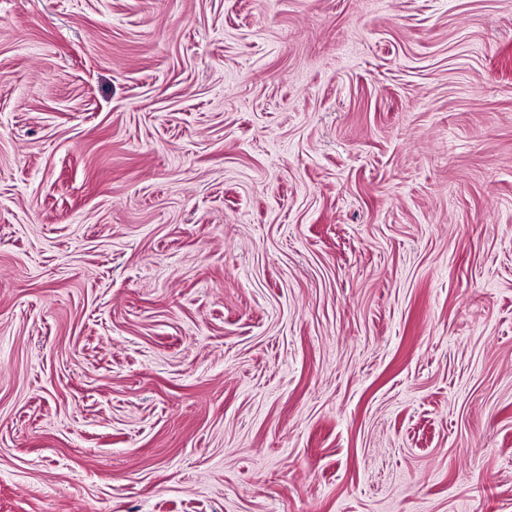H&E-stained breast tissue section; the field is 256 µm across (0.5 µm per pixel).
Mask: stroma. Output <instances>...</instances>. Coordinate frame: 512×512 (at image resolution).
I'll list each match as a JSON object with an SVG mask.
<instances>
[{"label": "stroma", "instance_id": "stroma-1", "mask_svg": "<svg viewBox=\"0 0 512 512\" xmlns=\"http://www.w3.org/2000/svg\"><path fill=\"white\" fill-rule=\"evenodd\" d=\"M0 512H512V0H0Z\"/></svg>", "mask_w": 512, "mask_h": 512}]
</instances>
